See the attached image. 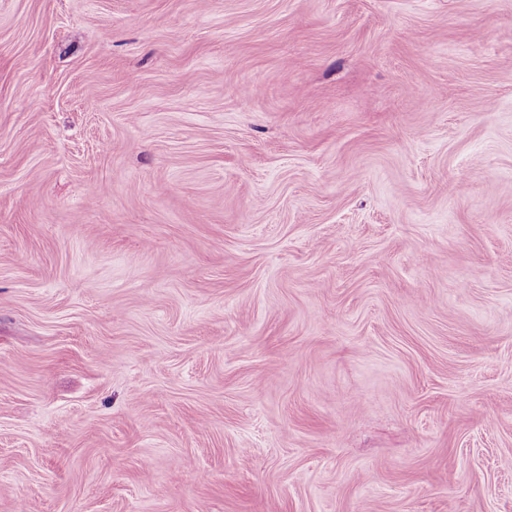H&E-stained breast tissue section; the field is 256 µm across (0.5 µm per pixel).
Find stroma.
Masks as SVG:
<instances>
[{"mask_svg": "<svg viewBox=\"0 0 512 512\" xmlns=\"http://www.w3.org/2000/svg\"><path fill=\"white\" fill-rule=\"evenodd\" d=\"M512 512V0H0V512Z\"/></svg>", "mask_w": 512, "mask_h": 512, "instance_id": "1", "label": "stroma"}]
</instances>
